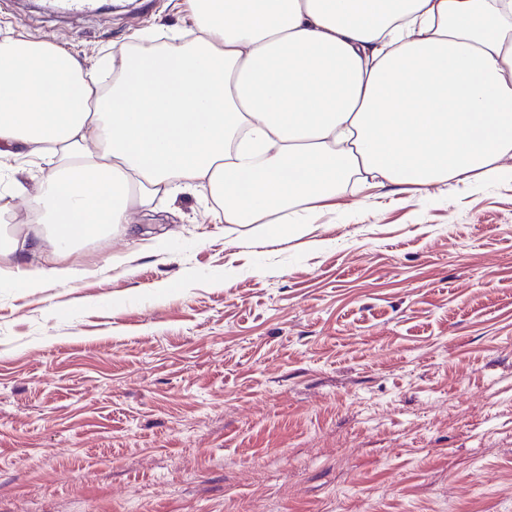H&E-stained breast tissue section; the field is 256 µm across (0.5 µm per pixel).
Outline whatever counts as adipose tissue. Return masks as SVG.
Segmentation results:
<instances>
[{"instance_id": "adipose-tissue-1", "label": "adipose tissue", "mask_w": 512, "mask_h": 512, "mask_svg": "<svg viewBox=\"0 0 512 512\" xmlns=\"http://www.w3.org/2000/svg\"><path fill=\"white\" fill-rule=\"evenodd\" d=\"M193 37L112 48V87L77 53L0 41V157L41 159L29 204L50 232L28 256L139 234L132 205L197 190L257 240L351 181L428 186L512 177V0H189Z\"/></svg>"}]
</instances>
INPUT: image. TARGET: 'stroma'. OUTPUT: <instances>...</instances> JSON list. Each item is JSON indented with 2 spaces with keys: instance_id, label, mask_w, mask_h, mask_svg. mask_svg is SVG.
<instances>
[{
  "instance_id": "stroma-1",
  "label": "stroma",
  "mask_w": 512,
  "mask_h": 512,
  "mask_svg": "<svg viewBox=\"0 0 512 512\" xmlns=\"http://www.w3.org/2000/svg\"><path fill=\"white\" fill-rule=\"evenodd\" d=\"M177 2L0 33L91 62ZM205 210L0 287V512H512V180L343 188L274 244Z\"/></svg>"
}]
</instances>
